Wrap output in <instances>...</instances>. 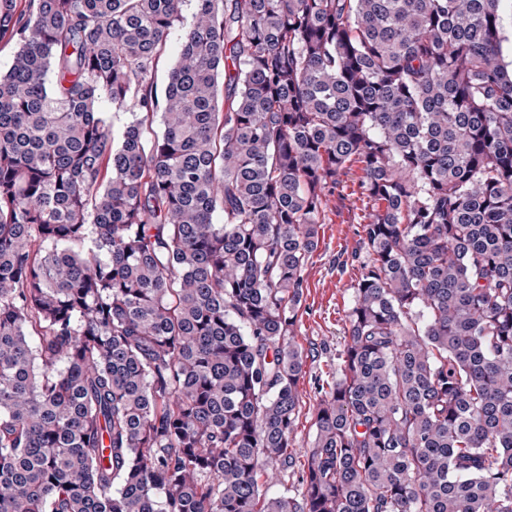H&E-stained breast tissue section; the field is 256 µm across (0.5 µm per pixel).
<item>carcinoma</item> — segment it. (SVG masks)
<instances>
[{
  "label": "carcinoma",
  "mask_w": 512,
  "mask_h": 512,
  "mask_svg": "<svg viewBox=\"0 0 512 512\" xmlns=\"http://www.w3.org/2000/svg\"><path fill=\"white\" fill-rule=\"evenodd\" d=\"M24 2L0 0V512H512V0ZM354 164L336 378L268 498ZM179 38L180 37L178 32H175L170 36L166 51L162 56L157 67L155 83L157 85V90L160 95L164 94L166 85L169 81L170 70L178 58L180 50Z\"/></svg>",
  "instance_id": "cac0c4a2"
}]
</instances>
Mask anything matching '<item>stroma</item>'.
<instances>
[{
	"label": "stroma",
	"mask_w": 512,
	"mask_h": 512,
	"mask_svg": "<svg viewBox=\"0 0 512 512\" xmlns=\"http://www.w3.org/2000/svg\"><path fill=\"white\" fill-rule=\"evenodd\" d=\"M358 176V170H351L331 196L319 246L306 265V288L295 336L306 354L300 379L303 403L293 440V452L301 459L314 438V406L321 387L331 379L344 345L346 315L358 275L353 255L359 247L363 206L352 192Z\"/></svg>",
	"instance_id": "obj_1"
}]
</instances>
